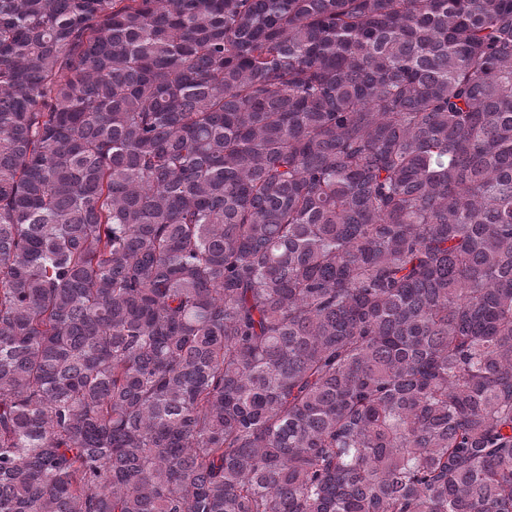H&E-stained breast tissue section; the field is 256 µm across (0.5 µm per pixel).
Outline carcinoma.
<instances>
[{
	"label": "carcinoma",
	"mask_w": 512,
	"mask_h": 512,
	"mask_svg": "<svg viewBox=\"0 0 512 512\" xmlns=\"http://www.w3.org/2000/svg\"><path fill=\"white\" fill-rule=\"evenodd\" d=\"M0 512H512V0H0Z\"/></svg>",
	"instance_id": "carcinoma-1"
}]
</instances>
